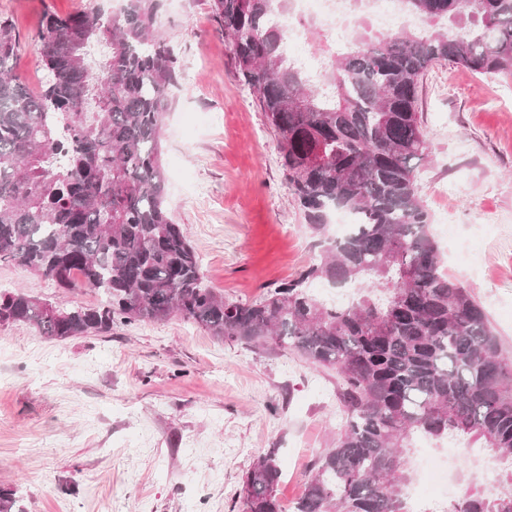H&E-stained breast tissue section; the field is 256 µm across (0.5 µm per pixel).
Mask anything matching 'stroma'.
I'll return each instance as SVG.
<instances>
[{
    "label": "stroma",
    "instance_id": "1",
    "mask_svg": "<svg viewBox=\"0 0 512 512\" xmlns=\"http://www.w3.org/2000/svg\"><path fill=\"white\" fill-rule=\"evenodd\" d=\"M98 6L118 0H0L29 88L40 87L45 16ZM158 22L181 71L162 136L172 217L199 253L204 286L259 300L318 259V239L211 0H162ZM420 112V195L444 269L512 359V79L437 64L421 81ZM20 288L72 307L104 300L0 263V289ZM338 379L275 344L252 349L177 316L64 341L0 325V485L17 489L24 512H232L244 474L275 448L289 508L344 423ZM453 480L452 502L503 486L468 457Z\"/></svg>",
    "mask_w": 512,
    "mask_h": 512
}]
</instances>
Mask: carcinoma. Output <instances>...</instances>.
<instances>
[{"mask_svg":"<svg viewBox=\"0 0 512 512\" xmlns=\"http://www.w3.org/2000/svg\"><path fill=\"white\" fill-rule=\"evenodd\" d=\"M287 2L211 3L322 247L318 262L254 302L202 286L198 252L168 209L161 132L178 71L158 28L160 0H123L112 16H47L37 93L16 73L19 38L0 17V262L65 292L106 295L67 307L0 291V325L63 341L178 315L218 338L272 341L334 368L346 422L294 512H406L402 453L416 433L475 438L512 460V361L483 307L444 271L417 184L429 150L420 81L442 61L512 76V0H403L422 26L373 38L357 24L353 49L328 62L327 94L282 52L274 13ZM96 44L108 52L93 69ZM336 210L357 224L335 239ZM314 281L357 284L359 295L328 305L309 291ZM281 476L270 448L246 472L238 512H283ZM18 502L0 486V512H22ZM449 512H512V489L468 491Z\"/></svg>","mask_w":512,"mask_h":512,"instance_id":"cac0c4a2","label":"carcinoma"}]
</instances>
